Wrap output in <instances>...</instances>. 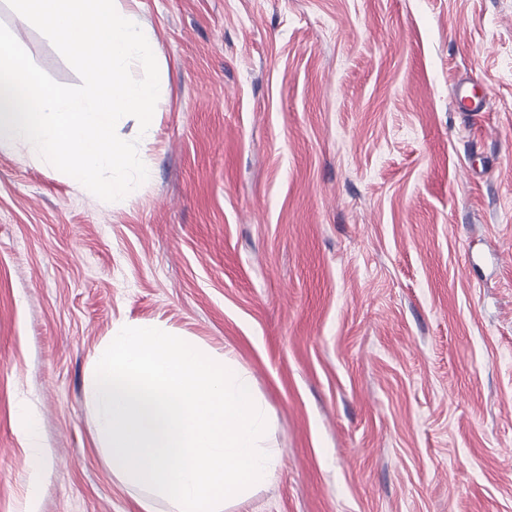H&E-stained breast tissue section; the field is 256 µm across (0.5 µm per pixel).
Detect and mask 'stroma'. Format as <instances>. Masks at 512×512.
Here are the masks:
<instances>
[{"instance_id":"stroma-1","label":"stroma","mask_w":512,"mask_h":512,"mask_svg":"<svg viewBox=\"0 0 512 512\" xmlns=\"http://www.w3.org/2000/svg\"><path fill=\"white\" fill-rule=\"evenodd\" d=\"M166 95L106 202L0 150V512H142L85 389L121 322L233 357L274 480L226 512H512V0H119ZM55 82L81 79L0 0ZM479 84L485 111L454 103ZM38 418L31 488L18 404Z\"/></svg>"}]
</instances>
